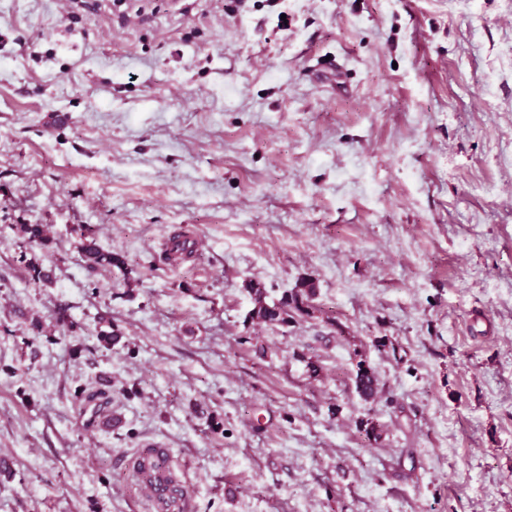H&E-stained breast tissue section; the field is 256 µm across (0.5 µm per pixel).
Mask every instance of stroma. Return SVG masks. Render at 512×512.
<instances>
[{"label":"stroma","instance_id":"stroma-1","mask_svg":"<svg viewBox=\"0 0 512 512\" xmlns=\"http://www.w3.org/2000/svg\"><path fill=\"white\" fill-rule=\"evenodd\" d=\"M145 448L189 512H512V0H0V512H154ZM21 257L26 255L27 250L47 245V235L43 224H21L18 228ZM24 254V255H23ZM80 250L84 259L85 267L89 273H94L99 267L112 266L121 269L125 265L122 255L102 250L91 232L85 227L79 226ZM317 285L311 279H302L289 292H284L279 299L267 301L265 288L252 286L253 308L252 320L270 325L287 326L296 316L309 315L310 302L316 295ZM356 368L355 388L366 402H370L378 393V379L375 371L369 365H366L363 360L357 362ZM132 476L139 484L146 500L165 511L188 509L189 496L186 487L177 479L170 459L164 450L146 449L135 455L130 463ZM174 478L181 487L177 488Z\"/></svg>","mask_w":512,"mask_h":512}]
</instances>
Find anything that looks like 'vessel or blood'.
<instances>
[{
  "label": "vessel or blood",
  "mask_w": 512,
  "mask_h": 512,
  "mask_svg": "<svg viewBox=\"0 0 512 512\" xmlns=\"http://www.w3.org/2000/svg\"><path fill=\"white\" fill-rule=\"evenodd\" d=\"M131 468L146 500L161 507L163 512H186L187 489L175 485V472L165 451L143 450L136 454Z\"/></svg>",
  "instance_id": "1"
}]
</instances>
